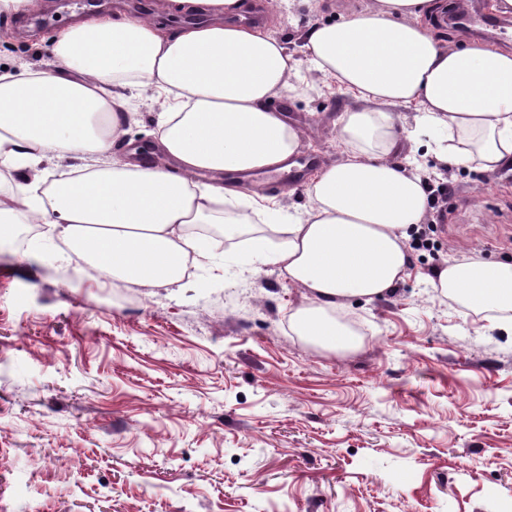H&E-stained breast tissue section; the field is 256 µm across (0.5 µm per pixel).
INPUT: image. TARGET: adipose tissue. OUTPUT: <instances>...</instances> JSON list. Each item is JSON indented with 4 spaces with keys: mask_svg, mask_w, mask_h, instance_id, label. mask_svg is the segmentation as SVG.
I'll return each mask as SVG.
<instances>
[{
    "mask_svg": "<svg viewBox=\"0 0 512 512\" xmlns=\"http://www.w3.org/2000/svg\"><path fill=\"white\" fill-rule=\"evenodd\" d=\"M174 2L213 20L164 29L117 8L60 30L53 68L0 73V166L23 175L0 180V238L13 224H47L77 270L93 268L115 287H154L207 258L189 225H223L230 240L249 224V258L306 292L289 328L329 349L356 347L337 306L384 297L408 278V232L428 209L414 136L391 108L416 105L423 126L445 131L442 164L511 166L512 52L437 39L420 23L433 0H371L309 26L300 64L281 40L233 24L245 0ZM302 65L355 92L357 104L338 119L346 158L308 183L307 217L282 224L279 210L238 186L196 177L292 166L302 134L270 101L295 91ZM141 88L159 109L157 150L106 161L126 133V93ZM65 154L77 166L45 181L44 159ZM429 282L467 312L512 326V262L456 260Z\"/></svg>",
    "mask_w": 512,
    "mask_h": 512,
    "instance_id": "adipose-tissue-1",
    "label": "adipose tissue"
}]
</instances>
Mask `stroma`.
Masks as SVG:
<instances>
[{
	"mask_svg": "<svg viewBox=\"0 0 512 512\" xmlns=\"http://www.w3.org/2000/svg\"><path fill=\"white\" fill-rule=\"evenodd\" d=\"M367 0H282L265 33L302 59V32ZM80 0L0 13V66L50 69L48 40ZM449 42L512 50V26L433 23ZM274 98L303 134L289 171L247 184L290 211L316 171L343 159L336 120L354 106L329 78ZM126 157L155 141L134 100ZM422 132L428 212L394 293L347 303L357 348L294 335L300 288L245 249H214L188 278L121 301L97 275H69L49 225L0 242V512H495L512 501V331L429 288L451 258L512 260V170L439 167ZM452 183V192L443 184Z\"/></svg>",
	"mask_w": 512,
	"mask_h": 512,
	"instance_id": "stroma-1",
	"label": "stroma"
}]
</instances>
